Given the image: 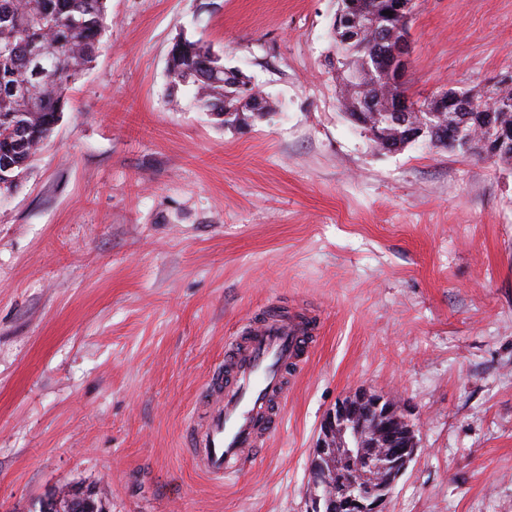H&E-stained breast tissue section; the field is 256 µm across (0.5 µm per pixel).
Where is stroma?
Here are the masks:
<instances>
[{
  "label": "stroma",
  "mask_w": 512,
  "mask_h": 512,
  "mask_svg": "<svg viewBox=\"0 0 512 512\" xmlns=\"http://www.w3.org/2000/svg\"><path fill=\"white\" fill-rule=\"evenodd\" d=\"M337 0H107L53 137L0 198V512H309L325 415L404 400L386 512H512V163L378 150L332 67ZM413 97L512 74V0H413ZM200 40L271 102L227 128L173 90ZM273 308L317 341L283 421L217 483L183 443L227 339ZM93 490L50 494L43 502L40 512H92L96 510Z\"/></svg>",
  "instance_id": "obj_1"
}]
</instances>
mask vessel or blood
<instances>
[{"label": "vessel or blood", "instance_id": "b4317fda", "mask_svg": "<svg viewBox=\"0 0 512 512\" xmlns=\"http://www.w3.org/2000/svg\"><path fill=\"white\" fill-rule=\"evenodd\" d=\"M314 341L307 316L281 309L227 341L224 363L201 390L184 437L201 473L220 482L241 474L253 450L277 431L281 406Z\"/></svg>", "mask_w": 512, "mask_h": 512}]
</instances>
